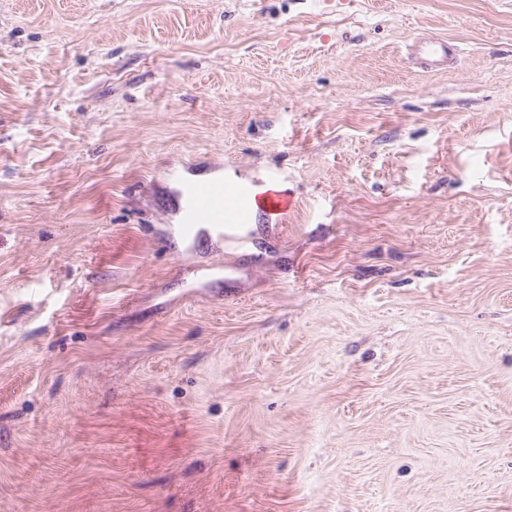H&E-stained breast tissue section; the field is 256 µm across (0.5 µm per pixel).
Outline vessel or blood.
Wrapping results in <instances>:
<instances>
[{
	"instance_id": "b4317fda",
	"label": "vessel or blood",
	"mask_w": 512,
	"mask_h": 512,
	"mask_svg": "<svg viewBox=\"0 0 512 512\" xmlns=\"http://www.w3.org/2000/svg\"><path fill=\"white\" fill-rule=\"evenodd\" d=\"M460 51L458 43L432 35L414 38L406 46L408 59L426 73L446 70ZM267 183L268 190L258 192L252 185L230 176L179 179L181 234L193 240L214 233L223 238L231 253H246L252 244L250 226L257 214L278 223L292 206L291 196L280 188L279 173L269 172Z\"/></svg>"
}]
</instances>
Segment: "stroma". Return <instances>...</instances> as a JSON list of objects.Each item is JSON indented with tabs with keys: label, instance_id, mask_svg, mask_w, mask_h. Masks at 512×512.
Returning a JSON list of instances; mask_svg holds the SVG:
<instances>
[{
	"label": "stroma",
	"instance_id": "obj_1",
	"mask_svg": "<svg viewBox=\"0 0 512 512\" xmlns=\"http://www.w3.org/2000/svg\"><path fill=\"white\" fill-rule=\"evenodd\" d=\"M0 512H512V0H0ZM405 49L408 59L414 66L426 73L448 69V65L461 52L458 43L432 35L414 38ZM177 197L181 234L195 240L215 233L234 254L250 249V224L258 213L279 223L292 206V197L284 190L256 192L252 185L224 175L204 180L179 178Z\"/></svg>",
	"mask_w": 512,
	"mask_h": 512
}]
</instances>
